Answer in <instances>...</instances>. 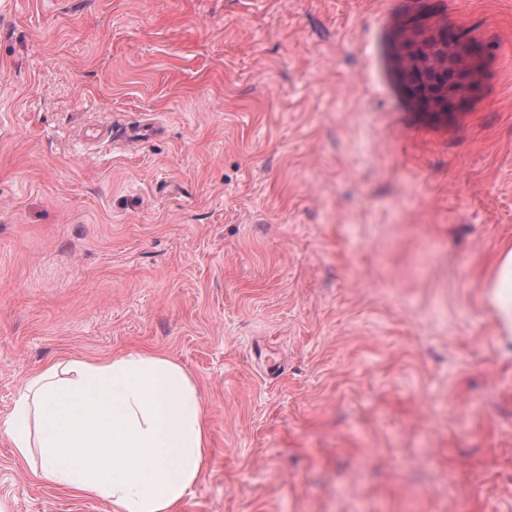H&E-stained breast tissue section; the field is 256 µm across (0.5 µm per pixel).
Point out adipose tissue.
Wrapping results in <instances>:
<instances>
[{
	"instance_id": "obj_1",
	"label": "adipose tissue",
	"mask_w": 512,
	"mask_h": 512,
	"mask_svg": "<svg viewBox=\"0 0 512 512\" xmlns=\"http://www.w3.org/2000/svg\"><path fill=\"white\" fill-rule=\"evenodd\" d=\"M486 286L487 303L511 336V248ZM0 434L16 463L41 482L105 500L112 512H177L208 447L195 379L148 351L72 358L29 375Z\"/></svg>"
}]
</instances>
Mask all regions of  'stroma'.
<instances>
[{
	"label": "stroma",
	"instance_id": "35a3bbf8",
	"mask_svg": "<svg viewBox=\"0 0 512 512\" xmlns=\"http://www.w3.org/2000/svg\"><path fill=\"white\" fill-rule=\"evenodd\" d=\"M443 23L479 51L437 111ZM507 244L512 0H0V420L49 363L170 357L209 428L179 512H512ZM0 512L108 505L0 434ZM426 45H418L410 54L406 70L407 88L410 95L425 107H446L448 105V68L436 67L424 59L431 56ZM441 101L437 104L436 101ZM487 303L506 336L512 335V249L499 257L492 275L487 280Z\"/></svg>",
	"mask_w": 512,
	"mask_h": 512
}]
</instances>
